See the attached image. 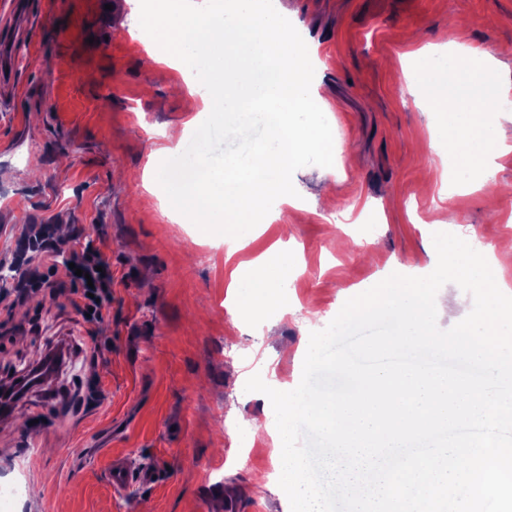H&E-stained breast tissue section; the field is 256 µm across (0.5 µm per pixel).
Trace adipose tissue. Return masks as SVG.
<instances>
[{"instance_id":"obj_1","label":"adipose tissue","mask_w":512,"mask_h":512,"mask_svg":"<svg viewBox=\"0 0 512 512\" xmlns=\"http://www.w3.org/2000/svg\"><path fill=\"white\" fill-rule=\"evenodd\" d=\"M163 27L176 37L180 59L204 92L203 97H189L187 111L205 110L228 132L237 128L241 113L256 111L272 132L270 143L248 158L201 168L195 181L176 185L167 196L169 209L192 215L217 239L241 226L272 222L277 213L271 205L285 202L287 176L299 158L312 154L329 168L337 154L331 128L314 117L321 102L290 71L300 54L294 30L275 0H205L201 7L195 0H165ZM418 60L425 74L420 92L444 114L439 134L430 138L432 148L490 178L494 169L486 106L502 95L501 84L485 64L478 66L476 76L456 82L429 76L433 60L427 52H419ZM296 269L297 258L285 247L253 261L243 312H286L282 287Z\"/></svg>"}]
</instances>
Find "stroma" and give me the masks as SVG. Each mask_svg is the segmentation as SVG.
Returning a JSON list of instances; mask_svg holds the SVG:
<instances>
[{
  "instance_id": "1",
  "label": "stroma",
  "mask_w": 512,
  "mask_h": 512,
  "mask_svg": "<svg viewBox=\"0 0 512 512\" xmlns=\"http://www.w3.org/2000/svg\"><path fill=\"white\" fill-rule=\"evenodd\" d=\"M300 46L316 59L300 79L324 104L338 153L326 169L307 154L288 174L297 206L278 205L261 231L235 232L236 253L211 246L202 225L173 216L168 187L188 167L246 157L267 142L254 116L222 123L183 111L185 76L151 83L149 52L171 36L145 30L146 0H0V268L32 260V225L55 238L105 239L112 306L99 321L78 313L71 286L18 297L0 285V385L18 381L50 350L66 361L0 418V484L22 486L9 512H284L253 479L280 471L276 448L241 447L269 399L244 389L271 364L289 388L302 377L308 323L326 327L341 293L360 294L393 264L424 268L431 221L455 213L454 232L512 239V196L497 212L482 199L512 183V152L482 189H442L429 146L433 107L417 104L410 59L442 36L501 63L512 83V0H279ZM183 145L160 153L169 127ZM292 225L300 257L283 292L290 310L270 333L232 314L230 273L246 268ZM41 420L32 429L33 420ZM154 471L111 490V459Z\"/></svg>"
}]
</instances>
